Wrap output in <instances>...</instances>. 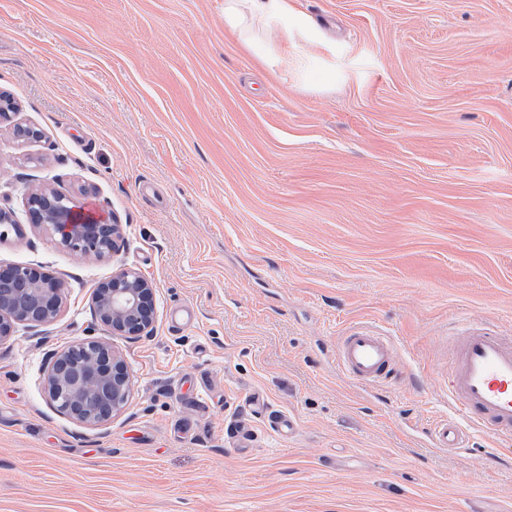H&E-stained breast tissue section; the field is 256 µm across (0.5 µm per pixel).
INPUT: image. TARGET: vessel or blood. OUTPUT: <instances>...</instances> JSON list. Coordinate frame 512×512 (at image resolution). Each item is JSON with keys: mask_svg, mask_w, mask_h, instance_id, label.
Instances as JSON below:
<instances>
[{"mask_svg": "<svg viewBox=\"0 0 512 512\" xmlns=\"http://www.w3.org/2000/svg\"><path fill=\"white\" fill-rule=\"evenodd\" d=\"M453 341L455 358L448 372L451 412L434 425L431 445L460 449L466 425L496 441L512 440V339L491 327L475 331L462 323ZM398 359L396 341L367 326L349 329L336 343L337 368L358 385L383 383Z\"/></svg>", "mask_w": 512, "mask_h": 512, "instance_id": "b4317fda", "label": "vessel or blood"}]
</instances>
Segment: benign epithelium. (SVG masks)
<instances>
[{"mask_svg": "<svg viewBox=\"0 0 512 512\" xmlns=\"http://www.w3.org/2000/svg\"><path fill=\"white\" fill-rule=\"evenodd\" d=\"M16 108L0 95V123L13 124L20 140H36L39 133L13 122ZM77 198L52 189L26 193L30 223L57 244L88 257L103 258L125 244L121 225L113 220L86 224L74 218ZM62 282L27 266L0 271V339L16 326L49 323L58 314ZM93 313L106 330L104 337L68 346L54 360L45 380V392L57 409L72 419L99 425L109 421L128 403L131 379L127 364L112 346V337L147 335L155 321V292L137 270L119 268L101 282L93 296Z\"/></svg>", "mask_w": 512, "mask_h": 512, "instance_id": "benign-epithelium-1", "label": "benign epithelium"}]
</instances>
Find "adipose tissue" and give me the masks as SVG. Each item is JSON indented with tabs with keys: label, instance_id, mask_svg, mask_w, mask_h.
Returning <instances> with one entry per match:
<instances>
[{
	"label": "adipose tissue",
	"instance_id": "1",
	"mask_svg": "<svg viewBox=\"0 0 512 512\" xmlns=\"http://www.w3.org/2000/svg\"><path fill=\"white\" fill-rule=\"evenodd\" d=\"M224 26L243 47L261 46L262 61L271 69L287 55L293 69L304 70L309 53L320 47L310 19L295 9L293 0H224ZM300 40L307 43L308 54L289 55V47Z\"/></svg>",
	"mask_w": 512,
	"mask_h": 512
}]
</instances>
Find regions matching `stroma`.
<instances>
[{
  "instance_id": "1",
  "label": "stroma",
  "mask_w": 512,
  "mask_h": 512,
  "mask_svg": "<svg viewBox=\"0 0 512 512\" xmlns=\"http://www.w3.org/2000/svg\"><path fill=\"white\" fill-rule=\"evenodd\" d=\"M294 4L326 42L301 76L243 50L224 0H0V92L41 133L0 127V208L54 188L126 238L110 259L0 238V267L65 285L53 322L0 340V512H512L511 448L428 439L456 322L512 336V0ZM120 267L156 319L113 337L131 395L91 427L44 377L103 336L92 298ZM356 325L394 336L395 382L338 371Z\"/></svg>"
}]
</instances>
